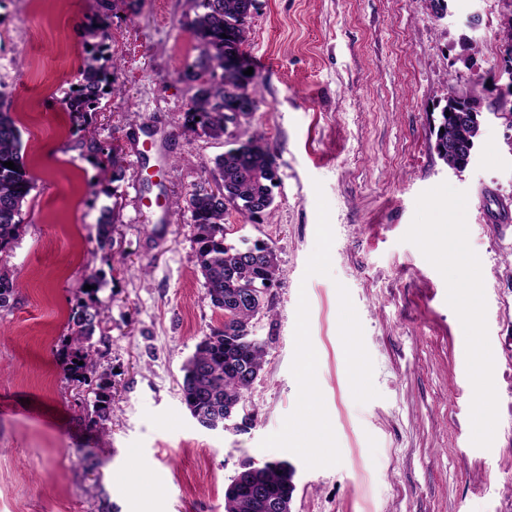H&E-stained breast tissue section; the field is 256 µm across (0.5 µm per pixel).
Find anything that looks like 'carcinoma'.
<instances>
[{
	"mask_svg": "<svg viewBox=\"0 0 512 512\" xmlns=\"http://www.w3.org/2000/svg\"><path fill=\"white\" fill-rule=\"evenodd\" d=\"M202 12L191 22V32L201 45L199 57L188 72L198 80L200 73L216 74L224 69V54L243 49L248 41L246 26L255 0H199ZM109 16L97 17L93 27L98 50L88 54L79 71V84L69 97L68 110L76 115L98 108L105 88L112 87V70L101 64L99 49L107 46ZM227 38H222L223 33ZM217 85H198L186 112V127L214 139H229L230 148L214 159L223 187L217 198L210 184L196 186L188 197V210L195 227L197 263L205 280L213 307L224 312V325L201 339L183 366L181 397L199 425L226 426L243 406L245 395L265 364V345L254 338L252 320L264 309L266 295L277 282L279 270L274 249L256 241L252 247L226 243L224 217L233 209L251 223L271 213L275 161L261 144V136L241 130L228 131L232 114L256 111L255 76L244 71L220 75ZM457 80L445 85V105L432 127L435 149H448V140L478 141L482 124L472 119L484 111L482 99L473 93L470 101L457 100ZM11 161L15 169L4 163ZM33 189L22 155L21 133L11 113L0 109V310L15 302L17 282L6 267L7 257L22 226V208ZM112 209L102 211L98 222V242L112 243ZM74 325L61 365L63 371L80 382L95 369L88 342L102 322L94 304L73 310ZM294 468L286 461L249 462L231 480L224 492V512H289L295 490ZM263 490L257 498L255 488Z\"/></svg>",
	"mask_w": 512,
	"mask_h": 512,
	"instance_id": "1",
	"label": "carcinoma"
}]
</instances>
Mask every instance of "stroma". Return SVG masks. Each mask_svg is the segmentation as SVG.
Masks as SVG:
<instances>
[{
    "label": "stroma",
    "mask_w": 512,
    "mask_h": 512,
    "mask_svg": "<svg viewBox=\"0 0 512 512\" xmlns=\"http://www.w3.org/2000/svg\"><path fill=\"white\" fill-rule=\"evenodd\" d=\"M103 13L116 90L78 118L65 100ZM196 13V0H0V108L34 184L7 262L17 301L0 311V512H224L249 460L294 467L291 512H512V216H499L512 128L488 117L459 172L430 134L450 76L494 101L504 0H448L444 19L424 0H256L248 127L275 160L274 202L255 224L228 212L226 241L267 243L279 275L252 321L267 355L243 431L201 428L180 393L185 361L224 322L186 203L227 148L184 130ZM148 125L164 162L140 169L127 133ZM80 302L102 312L86 383L61 367ZM481 357L480 435L468 377ZM307 411L327 434L314 455L295 423Z\"/></svg>",
    "instance_id": "stroma-1"
}]
</instances>
